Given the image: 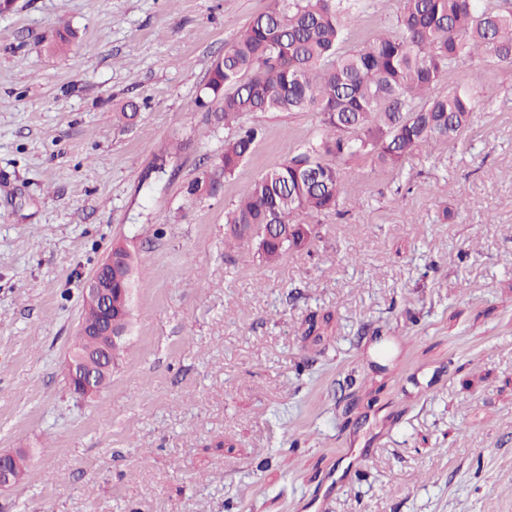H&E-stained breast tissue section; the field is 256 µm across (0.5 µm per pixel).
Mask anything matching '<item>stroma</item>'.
<instances>
[{
    "label": "stroma",
    "mask_w": 512,
    "mask_h": 512,
    "mask_svg": "<svg viewBox=\"0 0 512 512\" xmlns=\"http://www.w3.org/2000/svg\"><path fill=\"white\" fill-rule=\"evenodd\" d=\"M349 45L391 27L364 0ZM273 0H18L0 15V451L32 477L0 512H512V67L435 88L495 97L400 170L345 163L339 213L276 265L224 245V208L317 131L259 113L219 197L198 108L224 46ZM69 26L60 54L44 40ZM136 103L137 115L122 111ZM135 255L108 386L65 365L83 289Z\"/></svg>",
    "instance_id": "1"
}]
</instances>
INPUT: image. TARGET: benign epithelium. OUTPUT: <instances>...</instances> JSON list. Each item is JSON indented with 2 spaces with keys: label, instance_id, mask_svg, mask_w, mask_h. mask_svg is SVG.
Wrapping results in <instances>:
<instances>
[{
  "label": "benign epithelium",
  "instance_id": "7a95c632",
  "mask_svg": "<svg viewBox=\"0 0 512 512\" xmlns=\"http://www.w3.org/2000/svg\"><path fill=\"white\" fill-rule=\"evenodd\" d=\"M130 267V256L121 252L111 251L97 270L89 278L85 288L86 301L97 307L101 315V323L95 329L81 325L75 343L86 346L94 345L102 352L101 370L110 369L112 361L105 357L109 351L119 347L125 340L130 317L129 303L122 305L115 300L112 279L127 278ZM68 380L71 389L80 397L98 393L106 383L88 366L86 356L77 349H72L68 362ZM29 463V454L23 448H16L0 453V486H11L15 482L18 471Z\"/></svg>",
  "mask_w": 512,
  "mask_h": 512
}]
</instances>
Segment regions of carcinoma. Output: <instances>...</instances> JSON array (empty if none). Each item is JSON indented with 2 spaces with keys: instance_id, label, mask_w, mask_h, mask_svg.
I'll return each instance as SVG.
<instances>
[{
  "instance_id": "cac0c4a2",
  "label": "carcinoma",
  "mask_w": 512,
  "mask_h": 512,
  "mask_svg": "<svg viewBox=\"0 0 512 512\" xmlns=\"http://www.w3.org/2000/svg\"><path fill=\"white\" fill-rule=\"evenodd\" d=\"M362 9L361 0H274L224 45L205 97L194 101L217 102L216 118L228 130L223 151L187 186L194 201L218 197L252 153L263 134L253 115L320 116L318 133L224 210V243L257 238L267 265L319 237V217L340 212L339 162L370 159L398 170L411 151L445 147L464 135L492 91L475 81L432 95L462 58L512 65V0H398L392 29L347 50ZM77 39L66 26L49 48L65 52ZM301 213L309 217L302 228Z\"/></svg>"
}]
</instances>
